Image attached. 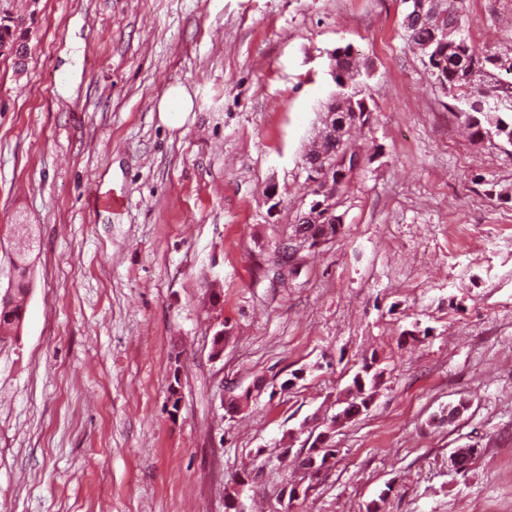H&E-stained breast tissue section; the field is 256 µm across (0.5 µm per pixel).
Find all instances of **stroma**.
<instances>
[{
  "label": "stroma",
  "mask_w": 512,
  "mask_h": 512,
  "mask_svg": "<svg viewBox=\"0 0 512 512\" xmlns=\"http://www.w3.org/2000/svg\"><path fill=\"white\" fill-rule=\"evenodd\" d=\"M404 13L40 0L24 72L0 57V289L13 225L37 241L0 344V512H225L230 496L241 512H512V146L465 137ZM463 17L512 57V0H465ZM348 43L375 119L352 136L336 240L280 277ZM177 85L193 109L173 129L157 105ZM97 187L124 208H90ZM372 358L368 410L305 479L311 436ZM230 390L251 395L233 415Z\"/></svg>",
  "instance_id": "1"
}]
</instances>
